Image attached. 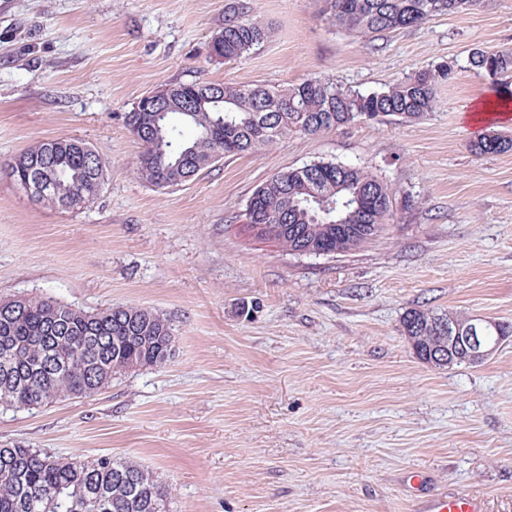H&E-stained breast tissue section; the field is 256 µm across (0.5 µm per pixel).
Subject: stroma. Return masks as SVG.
I'll return each instance as SVG.
<instances>
[{
  "label": "stroma",
  "mask_w": 512,
  "mask_h": 512,
  "mask_svg": "<svg viewBox=\"0 0 512 512\" xmlns=\"http://www.w3.org/2000/svg\"><path fill=\"white\" fill-rule=\"evenodd\" d=\"M243 5L269 38L236 62L211 57ZM505 48L512 0L372 39L336 25L326 0H0V299L145 307L174 333L163 366L88 398L1 408L0 446L137 463L169 485V512H418L438 492L512 512V341L438 368L401 332L412 308L512 324V150L475 155L460 120L512 93V77L470 64ZM441 64L454 78L421 119L293 133L172 188L135 171L124 114L161 85L318 77L368 93ZM58 137L107 165L89 206L37 204L7 172ZM319 161L395 190L388 231L328 256L252 236L255 189Z\"/></svg>",
  "instance_id": "stroma-1"
}]
</instances>
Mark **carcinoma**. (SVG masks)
Returning a JSON list of instances; mask_svg holds the SVG:
<instances>
[{"label":"carcinoma","mask_w":512,"mask_h":512,"mask_svg":"<svg viewBox=\"0 0 512 512\" xmlns=\"http://www.w3.org/2000/svg\"><path fill=\"white\" fill-rule=\"evenodd\" d=\"M336 25L365 38L417 27L477 0H327ZM270 35L259 20L230 17L214 38L212 55L246 57ZM472 67L492 79L512 73V49L476 50ZM445 70H423L384 90L346 89L307 78L279 89L265 85L191 82L171 85L174 97L152 112L141 104L124 113L141 142L139 177L157 188L191 180L216 156L268 147L290 133L317 135L355 121L416 120L433 111ZM192 129L190 138L175 121ZM479 155L512 150V139L486 134L471 145ZM16 184L40 172L49 183L36 201L60 207L96 200L106 165L85 142L56 138L37 143L8 163ZM393 191L357 166L317 162L283 171L251 195L249 223L266 225L265 240L291 252H348L387 228ZM468 316L413 308L401 331L423 362L448 366V321ZM173 328L154 310L117 306L90 314L51 297L0 300V407L33 409L51 397H90L130 369L158 367L170 358ZM169 488L140 465L110 456L62 458L37 448L0 447V512H168Z\"/></svg>","instance_id":"cac0c4a2"}]
</instances>
